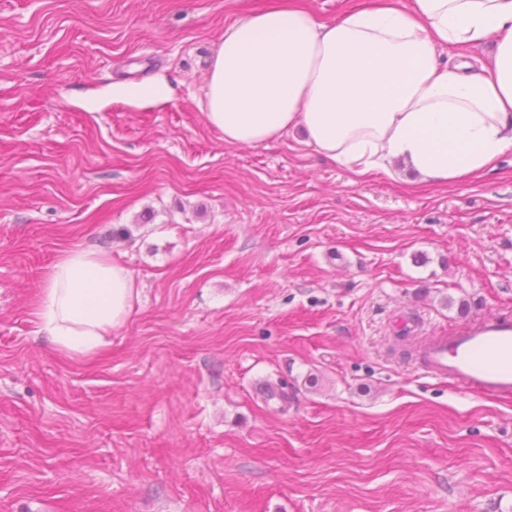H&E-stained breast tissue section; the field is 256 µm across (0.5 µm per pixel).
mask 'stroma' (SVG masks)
Masks as SVG:
<instances>
[{
	"label": "stroma",
	"mask_w": 512,
	"mask_h": 512,
	"mask_svg": "<svg viewBox=\"0 0 512 512\" xmlns=\"http://www.w3.org/2000/svg\"><path fill=\"white\" fill-rule=\"evenodd\" d=\"M269 2L0 0V512H512V398L413 349L512 320V151L419 184L225 143L208 64ZM79 244L138 290L88 359L33 322Z\"/></svg>",
	"instance_id": "stroma-1"
}]
</instances>
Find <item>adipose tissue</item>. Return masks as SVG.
<instances>
[{"instance_id":"adipose-tissue-1","label":"adipose tissue","mask_w":512,"mask_h":512,"mask_svg":"<svg viewBox=\"0 0 512 512\" xmlns=\"http://www.w3.org/2000/svg\"><path fill=\"white\" fill-rule=\"evenodd\" d=\"M493 41L489 63L442 62L440 48ZM203 111L230 145L300 130L359 177L457 183L512 151V0H363L325 23L275 0L225 25ZM135 296L130 272L81 246L53 263L34 312L38 334L72 357L105 347Z\"/></svg>"}]
</instances>
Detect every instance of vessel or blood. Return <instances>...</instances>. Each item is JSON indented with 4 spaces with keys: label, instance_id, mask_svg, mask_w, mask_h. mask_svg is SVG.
Returning a JSON list of instances; mask_svg holds the SVG:
<instances>
[{
    "label": "vessel or blood",
    "instance_id": "b4317fda",
    "mask_svg": "<svg viewBox=\"0 0 512 512\" xmlns=\"http://www.w3.org/2000/svg\"><path fill=\"white\" fill-rule=\"evenodd\" d=\"M425 369L466 390L512 396V322L489 314L468 328L429 339Z\"/></svg>",
    "mask_w": 512,
    "mask_h": 512
}]
</instances>
